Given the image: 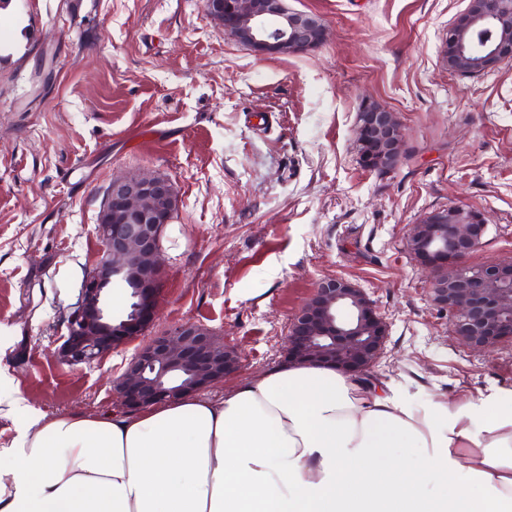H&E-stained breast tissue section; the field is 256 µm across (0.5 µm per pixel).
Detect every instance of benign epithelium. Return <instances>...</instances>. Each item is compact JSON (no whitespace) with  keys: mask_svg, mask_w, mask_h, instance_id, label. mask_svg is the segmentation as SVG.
Masks as SVG:
<instances>
[{"mask_svg":"<svg viewBox=\"0 0 512 512\" xmlns=\"http://www.w3.org/2000/svg\"><path fill=\"white\" fill-rule=\"evenodd\" d=\"M204 9L224 31L259 55H294L318 47L327 30L319 18L288 7L287 0H205ZM447 55L476 72L512 62V0H470L448 26ZM358 138L377 148L382 167L401 161L396 115L373 107L360 113ZM173 184L152 175L121 176L106 190L97 229L102 249L81 282L77 302L65 316L62 361L90 365L138 335L154 314L162 276L164 228L177 211ZM483 218L460 206L426 216L415 226L411 250L430 269L433 301L448 310L461 342L491 351L512 337V261L482 267L461 263L481 244ZM133 285L131 316L115 320L106 308L114 277ZM388 326L363 289L342 278L320 281L288 326V359L333 363L366 376L383 353ZM241 363L211 330L186 323L156 336L134 356L115 388L125 405L139 410L199 392Z\"/></svg>","mask_w":512,"mask_h":512,"instance_id":"7a95c632","label":"benign epithelium"}]
</instances>
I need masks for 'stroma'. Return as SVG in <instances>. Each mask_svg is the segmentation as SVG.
<instances>
[{
  "mask_svg": "<svg viewBox=\"0 0 512 512\" xmlns=\"http://www.w3.org/2000/svg\"><path fill=\"white\" fill-rule=\"evenodd\" d=\"M469 0H288L321 19L317 48L262 56L203 0H8L0 52V392L59 416L122 413L115 384L151 338L193 322L242 361L221 395L284 362L317 283L363 288L389 324L374 381L461 400L512 390V339L462 345L408 242L429 213L485 219L468 265L512 261V64L449 71L445 33ZM395 112L403 162L382 173L360 112ZM170 180L179 205L144 332L90 365L58 355L102 247L113 177Z\"/></svg>",
  "mask_w": 512,
  "mask_h": 512,
  "instance_id": "stroma-1",
  "label": "stroma"
}]
</instances>
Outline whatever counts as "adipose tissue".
<instances>
[{
	"mask_svg": "<svg viewBox=\"0 0 512 512\" xmlns=\"http://www.w3.org/2000/svg\"><path fill=\"white\" fill-rule=\"evenodd\" d=\"M20 414L0 512H512V398L449 401L285 363L218 398Z\"/></svg>",
	"mask_w": 512,
	"mask_h": 512,
	"instance_id": "adipose-tissue-1",
	"label": "adipose tissue"
}]
</instances>
